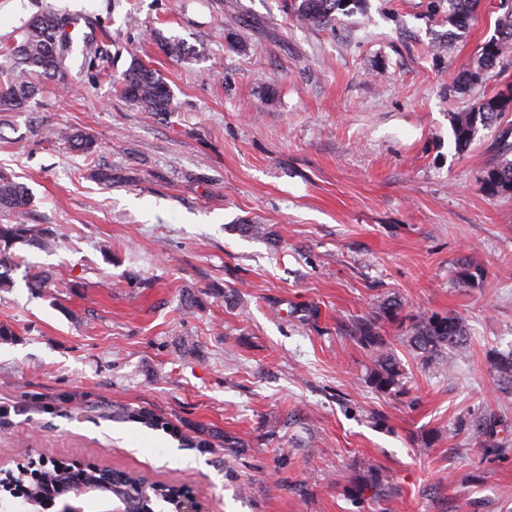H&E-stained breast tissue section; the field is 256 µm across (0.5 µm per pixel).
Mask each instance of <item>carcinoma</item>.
<instances>
[{
  "label": "carcinoma",
  "instance_id": "1",
  "mask_svg": "<svg viewBox=\"0 0 512 512\" xmlns=\"http://www.w3.org/2000/svg\"><path fill=\"white\" fill-rule=\"evenodd\" d=\"M479 0H448V22L464 29L472 19ZM350 6L359 7V0H300L296 6L299 20L311 25H325L335 19V13L346 11ZM70 18L52 10H46L31 19L20 32V38L0 46V112H30L36 96L45 85L59 83L67 88L64 76L55 72V57L62 53L72 58L71 41L61 34L66 32ZM512 49V11L507 10L497 20L496 35L484 43L479 51L476 68L460 75L457 88L473 84L484 72L494 69L503 55ZM121 92L126 99L146 112L162 115L172 111L173 96L167 83L153 70L132 65L120 79ZM512 110V89L498 93L470 112L459 113L453 121L455 141L460 149L468 147L481 130L492 128L498 118ZM65 139L72 150L91 154L95 141L79 132H68ZM483 190L490 196L512 194V144L506 149L498 163L488 169L483 178ZM28 189L13 176L0 171V215L22 212L29 204ZM37 230L26 224L0 223V288L10 286L4 279V271L16 263L11 252L19 241L32 240ZM401 305L395 300H385L373 318L362 317L351 327V337L370 352L373 368L369 383L377 390L389 391L398 386L402 375L401 366L389 350L387 337L382 335L380 321H405L400 316ZM409 342L423 361L442 368H451L455 359L468 349V327L461 317L416 316L409 320ZM491 367L512 393V351L494 353L490 357ZM49 488L70 484L79 480L78 473L68 469L57 474L50 470Z\"/></svg>",
  "mask_w": 512,
  "mask_h": 512
}]
</instances>
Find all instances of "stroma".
<instances>
[{"label":"stroma","instance_id":"35a3bbf8","mask_svg":"<svg viewBox=\"0 0 512 512\" xmlns=\"http://www.w3.org/2000/svg\"><path fill=\"white\" fill-rule=\"evenodd\" d=\"M430 2L312 26L293 0H0V43L48 6L90 28L92 64L37 114L96 142L78 154L28 113L0 118V170L33 196L18 220L55 238L15 244L0 289V402L21 407L1 470L134 471L206 512H512V394L489 363L512 350V194L482 189L512 112L463 150L452 128L512 85L511 50L453 87L512 0H480L464 30ZM135 62L172 112L118 95ZM393 296L464 317L469 349L429 367L385 323L403 375L379 391L349 326ZM355 478L378 486L352 499Z\"/></svg>","mask_w":512,"mask_h":512}]
</instances>
